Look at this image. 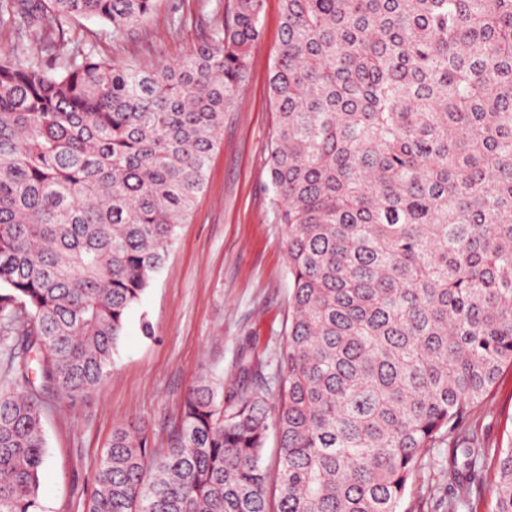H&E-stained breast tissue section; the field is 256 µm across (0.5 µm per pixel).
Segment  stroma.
Returning a JSON list of instances; mask_svg holds the SVG:
<instances>
[{"label":"stroma","mask_w":512,"mask_h":512,"mask_svg":"<svg viewBox=\"0 0 512 512\" xmlns=\"http://www.w3.org/2000/svg\"><path fill=\"white\" fill-rule=\"evenodd\" d=\"M281 8V0H263L248 79L224 114L206 185L179 226L164 266L130 311L106 380L73 404L47 398L43 512H87L94 472L115 426L145 422L155 447H167L198 375L214 371L239 380L242 356L253 348L275 351L282 342L292 280L285 227L265 167ZM175 9L187 23L172 36L164 24ZM209 25L204 0H162L148 22L122 36L93 19L72 22L68 36L92 43L103 57L151 66L188 54ZM469 424L490 448L512 438V369Z\"/></svg>","instance_id":"obj_1"}]
</instances>
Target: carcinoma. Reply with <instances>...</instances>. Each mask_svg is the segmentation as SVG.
<instances>
[{
	"mask_svg": "<svg viewBox=\"0 0 512 512\" xmlns=\"http://www.w3.org/2000/svg\"><path fill=\"white\" fill-rule=\"evenodd\" d=\"M159 0H0V512H41L47 394L106 378L207 180L262 0L141 67L67 39ZM265 165L293 291L247 387L200 375L165 453L119 425L88 512H414L408 486L512 368V0H282ZM39 374L40 382L31 379ZM276 473L263 463L269 429ZM512 512V442L472 438Z\"/></svg>",
	"mask_w": 512,
	"mask_h": 512,
	"instance_id": "1",
	"label": "carcinoma"
}]
</instances>
